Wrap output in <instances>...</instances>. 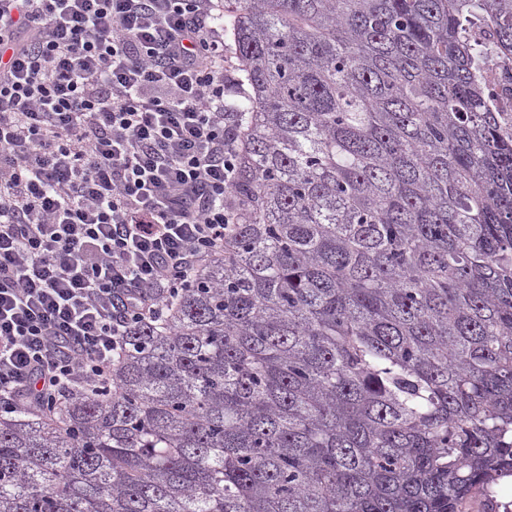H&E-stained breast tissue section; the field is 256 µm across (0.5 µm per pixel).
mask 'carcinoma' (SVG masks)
<instances>
[{
  "label": "carcinoma",
  "instance_id": "obj_1",
  "mask_svg": "<svg viewBox=\"0 0 512 512\" xmlns=\"http://www.w3.org/2000/svg\"><path fill=\"white\" fill-rule=\"evenodd\" d=\"M224 250L114 392L0 416V512H456L512 476V0H224ZM483 78L493 94L503 134L512 135V55H493L487 60Z\"/></svg>",
  "mask_w": 512,
  "mask_h": 512
}]
</instances>
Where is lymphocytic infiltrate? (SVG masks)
I'll use <instances>...</instances> for the list:
<instances>
[{"label":"lymphocytic infiltrate","instance_id":"1","mask_svg":"<svg viewBox=\"0 0 512 512\" xmlns=\"http://www.w3.org/2000/svg\"><path fill=\"white\" fill-rule=\"evenodd\" d=\"M226 47L215 0H0V414L110 385L223 249Z\"/></svg>","mask_w":512,"mask_h":512}]
</instances>
